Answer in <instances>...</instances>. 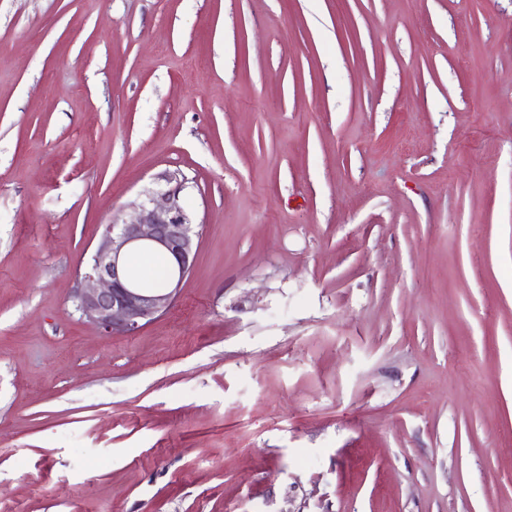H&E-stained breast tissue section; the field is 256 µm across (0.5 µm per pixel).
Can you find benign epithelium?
<instances>
[{"label": "benign epithelium", "mask_w": 512, "mask_h": 512, "mask_svg": "<svg viewBox=\"0 0 512 512\" xmlns=\"http://www.w3.org/2000/svg\"><path fill=\"white\" fill-rule=\"evenodd\" d=\"M164 181L157 196L131 203L132 221L115 217L104 225L100 244L74 291L75 310L108 336L134 335L165 315L194 268L198 241L190 233L181 197L186 178L173 173ZM138 247L172 259L164 287L144 288L130 275L126 260Z\"/></svg>", "instance_id": "7a95c632"}]
</instances>
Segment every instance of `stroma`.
Instances as JSON below:
<instances>
[{
  "instance_id": "35a3bbf8",
  "label": "stroma",
  "mask_w": 512,
  "mask_h": 512,
  "mask_svg": "<svg viewBox=\"0 0 512 512\" xmlns=\"http://www.w3.org/2000/svg\"><path fill=\"white\" fill-rule=\"evenodd\" d=\"M0 512H512V0H0ZM157 197L134 201L132 221L114 217L104 224L100 244L73 294L75 310L81 318L103 333L131 336L147 323L165 315L191 274L198 241L190 233V216L181 193L187 179L180 174L164 177ZM147 247L167 254L172 273L163 288L155 282L130 275L127 257L136 248Z\"/></svg>"
}]
</instances>
